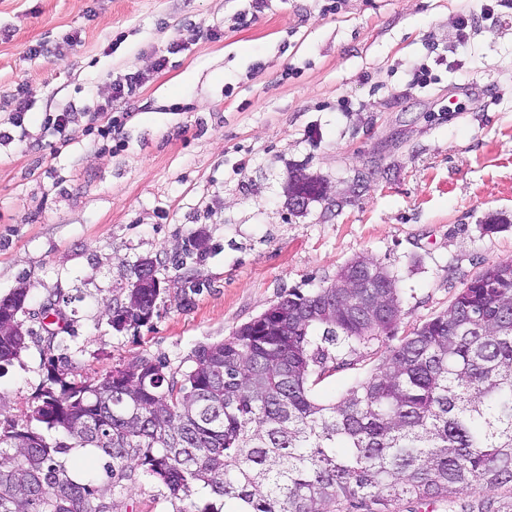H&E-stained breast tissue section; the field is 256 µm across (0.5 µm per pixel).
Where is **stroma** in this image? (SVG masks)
Listing matches in <instances>:
<instances>
[{"label": "stroma", "mask_w": 512, "mask_h": 512, "mask_svg": "<svg viewBox=\"0 0 512 512\" xmlns=\"http://www.w3.org/2000/svg\"><path fill=\"white\" fill-rule=\"evenodd\" d=\"M135 72L147 81L102 142L92 107ZM23 85L27 138L0 142V296L27 286L34 335L0 373V421L47 383L35 314L50 302L93 384L141 356L187 368L288 290L371 257L400 289L395 335L331 348L341 365L313 388L328 403L512 259V0H0V131ZM297 167L335 190L302 214L285 189ZM197 237L204 260L175 263ZM145 257L169 286L147 325L116 331L105 309Z\"/></svg>", "instance_id": "stroma-1"}]
</instances>
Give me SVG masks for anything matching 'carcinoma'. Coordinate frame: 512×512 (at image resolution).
Instances as JSON below:
<instances>
[{"mask_svg":"<svg viewBox=\"0 0 512 512\" xmlns=\"http://www.w3.org/2000/svg\"><path fill=\"white\" fill-rule=\"evenodd\" d=\"M336 287L292 289L277 312L198 345L171 371L138 357L95 385L50 358L49 384L25 419L0 422V512H120L122 493L152 478L173 512H512V260L472 277L443 314L402 337L366 380L320 403L318 345L392 333L396 279L368 256ZM28 289L0 298L15 316L0 369L28 348ZM159 288H128L112 316L142 325ZM112 484L102 488L93 463ZM481 496L459 499L467 490ZM204 491L205 503L179 506Z\"/></svg>","mask_w":512,"mask_h":512,"instance_id":"obj_1","label":"carcinoma"}]
</instances>
